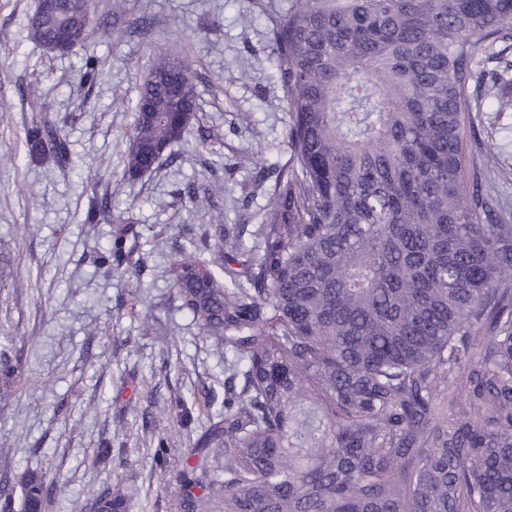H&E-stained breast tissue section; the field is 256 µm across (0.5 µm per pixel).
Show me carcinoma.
Returning a JSON list of instances; mask_svg holds the SVG:
<instances>
[{"instance_id":"cac0c4a2","label":"carcinoma","mask_w":512,"mask_h":512,"mask_svg":"<svg viewBox=\"0 0 512 512\" xmlns=\"http://www.w3.org/2000/svg\"><path fill=\"white\" fill-rule=\"evenodd\" d=\"M62 29L73 53L117 22L86 0H36L27 39ZM288 108V161L255 241L213 225L212 260L181 251L172 287L243 379L185 463L184 512H512V224L475 133L489 101L512 112V0H294L269 30ZM489 65L477 76L472 60ZM197 73L154 55L128 100L125 173L155 168L199 109ZM31 161L69 156L33 117ZM127 224L99 265L130 263ZM19 391L0 371V402ZM224 446V482L205 481ZM26 512L45 482L21 481ZM97 512H124L92 490Z\"/></svg>"}]
</instances>
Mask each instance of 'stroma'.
<instances>
[{"mask_svg": "<svg viewBox=\"0 0 512 512\" xmlns=\"http://www.w3.org/2000/svg\"><path fill=\"white\" fill-rule=\"evenodd\" d=\"M292 2L88 0L93 15L116 19L123 39L98 35L87 52L60 55L26 39L36 0H0V159L34 115L23 93L30 83L70 147L62 166L0 168V349L15 337L27 383L0 404V461L11 462L12 486L28 471L43 478L44 512H90L87 489L106 487L124 497V512H181L183 460L223 410L229 372L223 346L182 307L168 269L179 249L198 246L203 225H244L250 242L262 222L274 180L259 178L253 158L288 156L270 20ZM153 47L193 63L200 110L152 172L131 178L124 152L134 114L121 102L146 78ZM90 57L96 74L87 81ZM475 130L498 145L495 189L512 205V112L480 113ZM217 182L225 192L205 197ZM190 184L201 195L188 197ZM102 201L133 227L132 263L112 272L97 258L113 224L85 221ZM134 298L154 314L150 332L129 309Z\"/></svg>", "mask_w": 512, "mask_h": 512, "instance_id": "stroma-1", "label": "stroma"}]
</instances>
